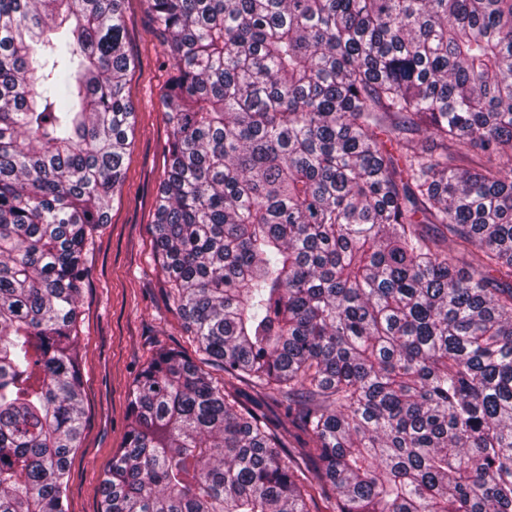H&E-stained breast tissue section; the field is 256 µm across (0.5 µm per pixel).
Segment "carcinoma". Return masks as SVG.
Instances as JSON below:
<instances>
[{
    "instance_id": "1",
    "label": "carcinoma",
    "mask_w": 512,
    "mask_h": 512,
    "mask_svg": "<svg viewBox=\"0 0 512 512\" xmlns=\"http://www.w3.org/2000/svg\"><path fill=\"white\" fill-rule=\"evenodd\" d=\"M145 2L153 254L224 380L155 352L101 512H512V0ZM124 3L0 0V512H68Z\"/></svg>"
}]
</instances>
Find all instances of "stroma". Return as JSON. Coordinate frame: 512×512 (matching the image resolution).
I'll list each match as a JSON object with an SVG mask.
<instances>
[{
	"label": "stroma",
	"instance_id": "obj_1",
	"mask_svg": "<svg viewBox=\"0 0 512 512\" xmlns=\"http://www.w3.org/2000/svg\"><path fill=\"white\" fill-rule=\"evenodd\" d=\"M125 24L134 58L127 90L136 122L124 158L125 185L86 256L78 327L84 428L71 460L69 512H99L102 481L123 445L129 389L141 366L162 347L196 354L153 260L151 224L170 140L156 98L167 78L162 49L143 0H127Z\"/></svg>",
	"mask_w": 512,
	"mask_h": 512
}]
</instances>
